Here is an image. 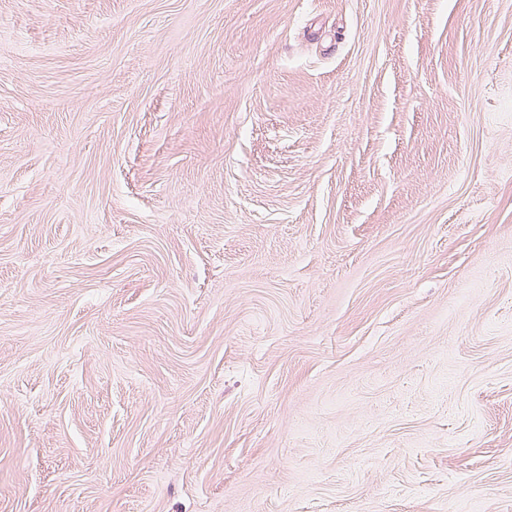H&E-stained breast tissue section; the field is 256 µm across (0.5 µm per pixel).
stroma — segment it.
<instances>
[{"instance_id": "stroma-1", "label": "stroma", "mask_w": 512, "mask_h": 512, "mask_svg": "<svg viewBox=\"0 0 512 512\" xmlns=\"http://www.w3.org/2000/svg\"><path fill=\"white\" fill-rule=\"evenodd\" d=\"M0 512H512V0H0Z\"/></svg>"}]
</instances>
